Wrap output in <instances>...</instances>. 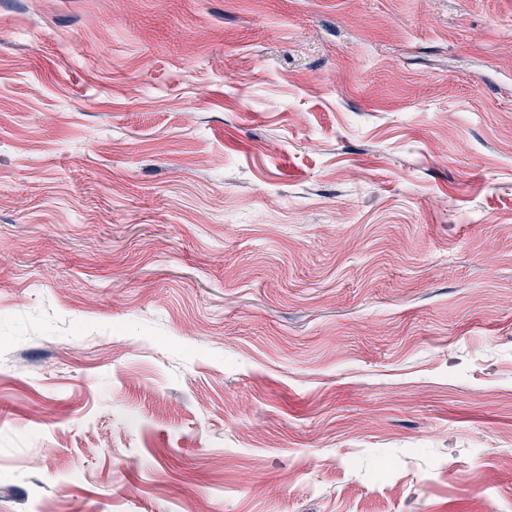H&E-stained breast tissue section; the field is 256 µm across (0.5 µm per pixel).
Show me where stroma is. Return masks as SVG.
Segmentation results:
<instances>
[{"instance_id":"1","label":"stroma","mask_w":512,"mask_h":512,"mask_svg":"<svg viewBox=\"0 0 512 512\" xmlns=\"http://www.w3.org/2000/svg\"><path fill=\"white\" fill-rule=\"evenodd\" d=\"M512 512V0H0V512Z\"/></svg>"}]
</instances>
